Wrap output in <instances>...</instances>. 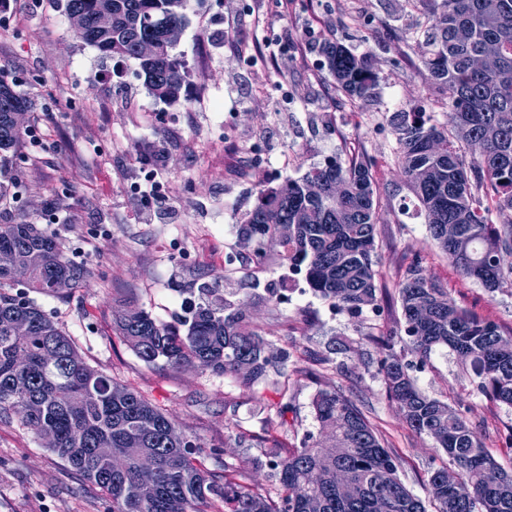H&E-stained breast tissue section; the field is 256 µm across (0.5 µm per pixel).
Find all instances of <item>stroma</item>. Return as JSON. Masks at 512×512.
I'll return each instance as SVG.
<instances>
[{
	"label": "stroma",
	"mask_w": 512,
	"mask_h": 512,
	"mask_svg": "<svg viewBox=\"0 0 512 512\" xmlns=\"http://www.w3.org/2000/svg\"><path fill=\"white\" fill-rule=\"evenodd\" d=\"M251 5L253 15L235 17L230 0H191L174 49L189 84L178 103L167 104L136 78L134 60H123L121 75H113L111 60L76 38L61 0H10L0 15V70L36 98L25 123L39 125L43 136L38 147L21 144L12 165L18 196L5 210L50 226L69 259L98 267L97 279L69 298L35 300L92 365L144 395L181 431L224 449L252 488L273 489L266 470L253 464L268 444L267 404L285 397L294 424L283 443L293 447L318 431L311 407L317 391L339 387L401 456L408 489L426 498L430 472L447 459L386 398L375 344L401 333V308L391 298L411 258L421 256L427 278L459 307L512 332V287L492 292L459 274L433 244L395 158L390 112L416 108L439 123L450 120L447 97L422 62L423 43L405 35L406 26L426 20L431 4L289 0L284 11L275 0ZM266 33L288 47L278 62L260 53ZM324 36L367 54L378 77L374 100L350 104L321 71L309 46ZM258 92L265 106L240 107L241 98ZM357 152L372 159L380 198L376 269L387 294L380 310L353 318L307 292L294 295L286 315L274 316L263 298L287 279L288 267L248 263L232 275L234 287L260 296L249 310L262 334L289 338L304 352L282 393L257 397L193 367L146 366L117 336L112 319L124 306L170 321L181 307L174 283L196 269L223 274L225 252L239 248L232 226L260 190ZM148 162L180 203L179 223L134 222L131 186ZM62 201L68 221L56 224L52 208ZM340 346L352 370L346 377L331 368V350ZM410 374L423 393L448 402L481 432L502 466L512 465V407L481 395L453 352L436 350ZM230 428L246 443L225 444ZM0 512H112V503L17 418L1 417Z\"/></svg>",
	"instance_id": "obj_1"
}]
</instances>
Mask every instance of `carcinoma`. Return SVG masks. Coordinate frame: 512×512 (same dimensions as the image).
Returning a JSON list of instances; mask_svg holds the SVG:
<instances>
[{"label": "carcinoma", "instance_id": "cac0c4a2", "mask_svg": "<svg viewBox=\"0 0 512 512\" xmlns=\"http://www.w3.org/2000/svg\"><path fill=\"white\" fill-rule=\"evenodd\" d=\"M423 63L448 92L450 124L425 112H393L396 154L430 236L465 277L495 290L512 285V0H431ZM190 0H65L75 34L107 57L133 59L156 98L176 102L188 71L172 53ZM320 66L349 100L376 96L369 60L328 38L314 42ZM33 100L0 75V199L10 190L9 163L25 136ZM363 153L331 160L299 179L259 192L235 225L260 263L267 247L311 290L351 315L380 308L373 252L379 201ZM96 276L65 257L55 233L25 219L0 218V415L21 425L112 501V512H427L400 478L402 459L385 448L363 411L338 388L312 399L320 437L306 435L284 452L288 404L270 405L278 421L271 449L256 467L269 470L276 496L237 480L215 451L181 432L139 392L90 364L71 337L18 283L62 297ZM182 314L164 322L142 307L115 318L123 341L146 365L197 366L257 394L288 375V343L262 336L239 288L200 270L177 285ZM397 302L406 346L420 362L446 346L477 380L485 398L512 406V334L470 315L448 289L407 267ZM386 397L408 427L432 438L448 465L431 472L436 512H512V470L499 465L477 432L448 403L421 392L392 340L380 344Z\"/></svg>", "mask_w": 512, "mask_h": 512}]
</instances>
